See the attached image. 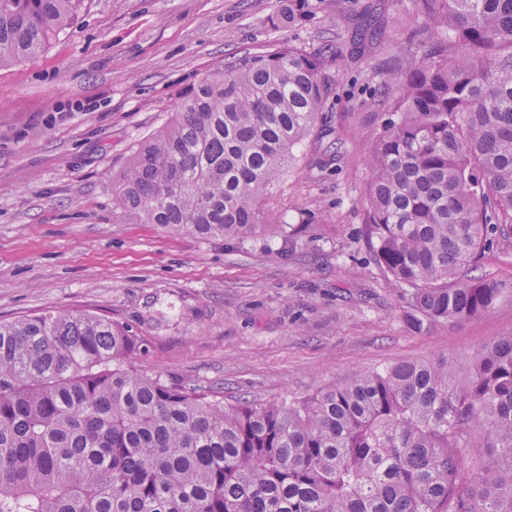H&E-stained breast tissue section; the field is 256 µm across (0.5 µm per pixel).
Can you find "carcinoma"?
<instances>
[{"mask_svg":"<svg viewBox=\"0 0 512 512\" xmlns=\"http://www.w3.org/2000/svg\"><path fill=\"white\" fill-rule=\"evenodd\" d=\"M421 55L373 141L367 232L415 325L489 311L472 276L512 232V0H424ZM82 0H0V68ZM328 95L324 59L244 54L191 88L112 178L135 224L270 230L265 202ZM144 339L87 310L0 322V512H512V334L469 363L358 371L304 401L226 404L140 373Z\"/></svg>","mask_w":512,"mask_h":512,"instance_id":"obj_1","label":"carcinoma"}]
</instances>
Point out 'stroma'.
Returning a JSON list of instances; mask_svg holds the SVG:
<instances>
[{
    "label": "stroma",
    "instance_id": "obj_1",
    "mask_svg": "<svg viewBox=\"0 0 512 512\" xmlns=\"http://www.w3.org/2000/svg\"><path fill=\"white\" fill-rule=\"evenodd\" d=\"M84 0L39 55L0 70V320L86 309L137 330L144 374L268 404L358 370L468 362L512 333V237L477 276L489 312L416 329L366 237L372 140L408 66L422 0ZM368 28L372 44H357ZM326 56L329 107L267 203L276 234L201 238L126 223L112 175L188 87L245 53Z\"/></svg>",
    "mask_w": 512,
    "mask_h": 512
}]
</instances>
